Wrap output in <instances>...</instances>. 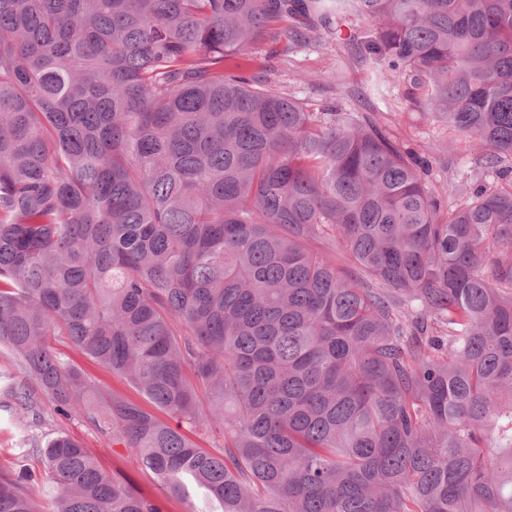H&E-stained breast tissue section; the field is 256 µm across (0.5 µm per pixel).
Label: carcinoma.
I'll return each mask as SVG.
<instances>
[{
	"label": "carcinoma",
	"instance_id": "obj_1",
	"mask_svg": "<svg viewBox=\"0 0 512 512\" xmlns=\"http://www.w3.org/2000/svg\"><path fill=\"white\" fill-rule=\"evenodd\" d=\"M296 13L512 158V0H0V408L219 512H512V179L448 208L387 130L224 70ZM20 457L0 512H161L65 431ZM60 348L68 357H70L72 363L80 368L85 375L92 380L103 385L111 392L113 391L117 394L134 399L139 398L135 389L132 388L124 379L112 375L111 372L71 350L67 346H61ZM44 423L41 426L28 428L43 436H52L58 429H64L81 440L86 448L97 453L110 475L127 478L135 488L153 498L161 512H192L197 498L192 494L188 499L173 498L157 483L152 474L144 471L136 462V453L131 448L112 447V438L103 435L93 425L81 420H64L56 418L53 405L43 399ZM113 448V449H112Z\"/></svg>",
	"mask_w": 512,
	"mask_h": 512
}]
</instances>
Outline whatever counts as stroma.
<instances>
[{"mask_svg": "<svg viewBox=\"0 0 512 512\" xmlns=\"http://www.w3.org/2000/svg\"><path fill=\"white\" fill-rule=\"evenodd\" d=\"M283 26L298 33L297 38L289 40L287 52L275 53L270 43L255 46L250 58L238 62L245 75L258 77L273 90L301 101L310 112L335 106L368 115L391 132L403 148L429 160L424 181L446 205L461 202L463 186L475 182L490 188L498 186L499 176L485 168L472 138L421 114L407 100L401 78L391 75L372 80L370 67L355 61L347 41L364 29V21L346 18L334 34L307 30L305 20L299 17L285 18ZM43 409L44 422L37 428L40 435L65 430L97 453L108 473L127 478L153 498L161 512H194L197 499L167 494L154 476L139 466L133 449L113 446L111 438L90 423L57 418L51 403H44Z\"/></svg>", "mask_w": 512, "mask_h": 512, "instance_id": "obj_1", "label": "stroma"}]
</instances>
